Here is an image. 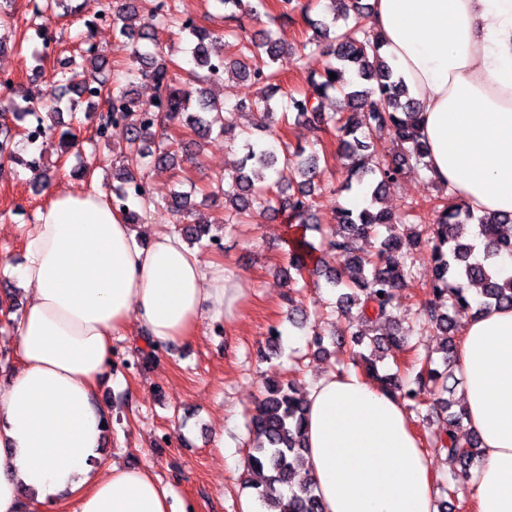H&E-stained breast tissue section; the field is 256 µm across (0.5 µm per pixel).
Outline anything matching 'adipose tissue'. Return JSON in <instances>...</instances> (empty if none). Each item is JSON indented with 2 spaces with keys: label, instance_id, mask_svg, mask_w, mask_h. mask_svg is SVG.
<instances>
[{
  "label": "adipose tissue",
  "instance_id": "ef3b65f1",
  "mask_svg": "<svg viewBox=\"0 0 512 512\" xmlns=\"http://www.w3.org/2000/svg\"><path fill=\"white\" fill-rule=\"evenodd\" d=\"M369 2L382 54L418 104L437 183L475 213L512 214V0ZM19 232L13 276L30 297L20 367L0 384V512L64 492L72 512H173L149 467L101 456L97 392L112 338L134 319L153 346L192 341L205 320L237 319L245 280L179 235L137 243L96 187L54 188ZM456 359L482 449L467 481L474 512H512V309L465 319ZM306 392L307 464L324 512H437L431 461L400 399L351 367Z\"/></svg>",
  "mask_w": 512,
  "mask_h": 512
}]
</instances>
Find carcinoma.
<instances>
[{"instance_id":"carcinoma-1","label":"carcinoma","mask_w":512,"mask_h":512,"mask_svg":"<svg viewBox=\"0 0 512 512\" xmlns=\"http://www.w3.org/2000/svg\"><path fill=\"white\" fill-rule=\"evenodd\" d=\"M32 2L30 22L43 32L45 27L36 20L54 13L66 0ZM216 3L224 11L219 19L228 23L226 28L179 13L177 0H159L148 19L140 13L137 0H116L101 10V17L93 12L87 26L112 25L114 35L126 41L130 49L126 74L151 82L153 99L143 101L122 85L106 59L86 40L78 54L59 60L51 89L20 95L10 101V113L0 114V165L19 160L13 150L16 136L29 137L28 128L12 127L9 120L23 122L35 116L42 135L50 136L63 125V112H76L77 101L64 103L65 95L72 92L87 102L85 118L91 120L97 141L107 140L110 127L125 126L127 145L116 174L118 184L112 187V208L122 212L126 223L139 224L143 221L141 211L154 202L144 170L149 166L174 169L178 165L182 140L173 138L171 130L189 133L195 144L211 135L214 121L208 115L217 114L219 132L238 148L241 157L233 174L205 187L206 197L224 199L225 224L258 216L297 225L301 233L288 240V267L282 269L288 287H294L307 272L324 278L328 287L338 292L336 308L349 315V326L361 324L371 331V351L366 354L359 350L365 334L356 331L350 332L348 344L341 334L327 342L325 333L309 325V315L298 308L288 312V321L300 329L310 327L308 345L316 352L327 354L330 345L342 348L348 363L384 391L414 408L430 405L442 447L459 463L458 480L464 482L480 456V447L464 428V410H451L444 397L458 384L454 375L457 328L451 313L512 308V276L501 277L498 268V259L512 257V217L478 215L449 196L438 199L432 222L418 225L413 241L417 247L428 248L433 299L421 305L420 319L447 336L444 369L433 368L428 361L411 382L404 381L398 372L380 370L377 353L405 352L410 328L396 321V311L411 262L401 253L399 236L392 233L396 217L376 204L406 170H430L416 104L402 77L382 56L381 35L361 24L363 7L358 0L342 3L339 12L336 0H330L327 11L317 19L310 16L309 7L301 8L302 19L312 31L301 49L320 51L325 62L321 70L310 72L306 87L282 93V101L275 99L281 84L273 64L288 45L266 32L250 39L246 51L233 59L224 51L230 46L226 37L239 39L243 20L267 11V0ZM340 20L344 21L341 28L337 27ZM168 22L177 25L185 44L183 52L191 64L181 74L175 72L177 64L162 55L158 24ZM229 68L258 87L255 95L236 100L231 110L254 115L255 130L273 137L276 143L263 144L253 139V132L237 130L232 116L225 113L226 103L208 97L206 84L224 80ZM332 73L336 78H330ZM336 90L342 95L340 111L327 113L324 100ZM292 120L305 123L316 139L334 133L341 158L346 160V176L333 193L340 196L354 190L370 199L368 206L353 209L339 204L336 223L325 228L317 223L313 210L320 157L289 145L284 130ZM385 136L400 145L399 154L391 159L375 153V145ZM78 146L76 134L64 130L57 154L67 155ZM25 165L40 183L49 182L44 152L31 153ZM165 206L184 224L182 237L188 244L223 248L221 237L211 233L212 223L193 217L196 202L192 193L174 188ZM381 226L389 234L374 252L361 251L359 243L377 238ZM310 231L318 233L319 240L309 238ZM327 252L348 255L352 266L345 271L324 267L322 254ZM472 285L481 286V299L475 306L467 293ZM306 423L305 392L297 390L291 380L269 383L250 418L252 445L241 474L245 487L256 491L267 512H323L305 468Z\"/></svg>"}]
</instances>
